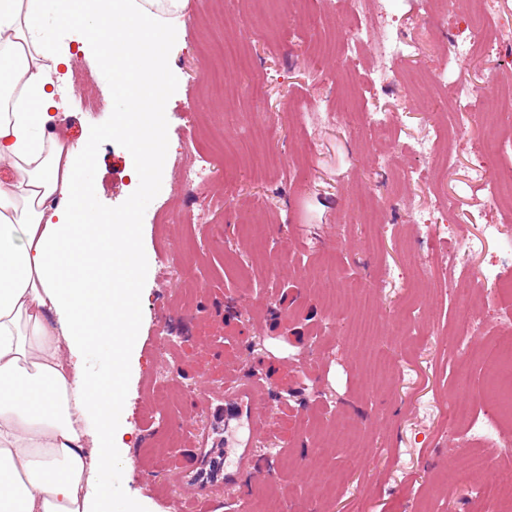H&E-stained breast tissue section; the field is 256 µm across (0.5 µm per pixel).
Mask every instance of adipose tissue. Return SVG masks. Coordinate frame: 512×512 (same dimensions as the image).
<instances>
[{
    "label": "adipose tissue",
    "instance_id": "obj_1",
    "mask_svg": "<svg viewBox=\"0 0 512 512\" xmlns=\"http://www.w3.org/2000/svg\"><path fill=\"white\" fill-rule=\"evenodd\" d=\"M80 2L91 42L112 16L133 50L125 133L141 154L135 189L149 194L164 159L167 49L184 0L157 13L129 0ZM60 21L53 0H0V512H136L112 485L126 433V362L112 339L133 334L135 280L95 293L78 272L100 242L131 262V217L104 224L78 209L93 191V146L46 132Z\"/></svg>",
    "mask_w": 512,
    "mask_h": 512
}]
</instances>
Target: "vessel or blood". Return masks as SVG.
I'll list each match as a JSON object with an SVG mask.
<instances>
[{"label": "vessel or blood", "instance_id": "vessel-or-blood-1", "mask_svg": "<svg viewBox=\"0 0 512 512\" xmlns=\"http://www.w3.org/2000/svg\"><path fill=\"white\" fill-rule=\"evenodd\" d=\"M262 373L242 379L235 375L224 378L223 387L200 383L194 396L210 417L209 434L199 436L196 453L184 468V497L199 500L202 490L224 486V512H246V497L253 482L267 480L270 468L251 450L231 448L223 440V432L239 418H247L253 434H260L275 418L277 411L265 393Z\"/></svg>", "mask_w": 512, "mask_h": 512}]
</instances>
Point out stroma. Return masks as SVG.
Wrapping results in <instances>:
<instances>
[{
    "mask_svg": "<svg viewBox=\"0 0 512 512\" xmlns=\"http://www.w3.org/2000/svg\"><path fill=\"white\" fill-rule=\"evenodd\" d=\"M349 0H309L308 11L328 14L315 27L296 23L289 0H187L167 53L170 92L164 115L167 151L149 195L139 199L128 175L134 150L126 117L110 100L111 75L133 56L112 44L89 45L78 17L59 25L58 52L69 62L50 74L58 90L57 131L69 142L93 141L98 188L93 209L101 220L132 212L137 273L132 294L136 345L127 352L125 455L140 462L125 490L146 512H167L180 498L178 468L195 447L193 433L209 417L193 399L200 380L224 383V373H263L271 397L288 404L278 423L252 436L234 431L237 448L273 462L274 484L255 483L250 512H469L486 470L457 480L462 446L496 456L474 432L445 425L449 399L485 388L494 371L462 353L463 345L494 347L512 323V301L488 293L485 274L512 279V210L493 205L488 190L465 180L483 161V124L459 125L458 115L490 113L500 85L512 82V51L475 65L448 60V45L466 40V16L448 13L430 23L422 0H402L387 14L377 0L363 4L365 24L379 39L412 41L409 58L381 60L375 42L343 61L334 22ZM246 39L249 65L224 63L216 45ZM84 80L72 83L73 67ZM224 71L217 92L204 77ZM466 79L471 94L441 112L423 100L440 94L441 79ZM345 100L398 118L394 141L373 129L347 126L337 105ZM311 106L300 117L294 106ZM454 133L448 155H422L418 140L439 124ZM451 175H443L445 158ZM203 168L208 181L190 198L184 176ZM452 207L437 212V198ZM207 219L193 220L196 208ZM433 214L449 229L466 227L479 248L443 267L431 264L435 242H423L418 214ZM268 228L261 249L247 230ZM501 237L482 239L484 225ZM357 282L345 311L317 293ZM377 322L375 336L357 335L362 315ZM394 359L395 381L373 382L370 356ZM358 418L359 461L335 498L315 494L335 474L347 451L327 448L326 435ZM319 457L318 470L296 462Z\"/></svg>",
    "mask_w": 512,
    "mask_h": 512,
    "instance_id": "35a3bbf8",
    "label": "stroma"
}]
</instances>
